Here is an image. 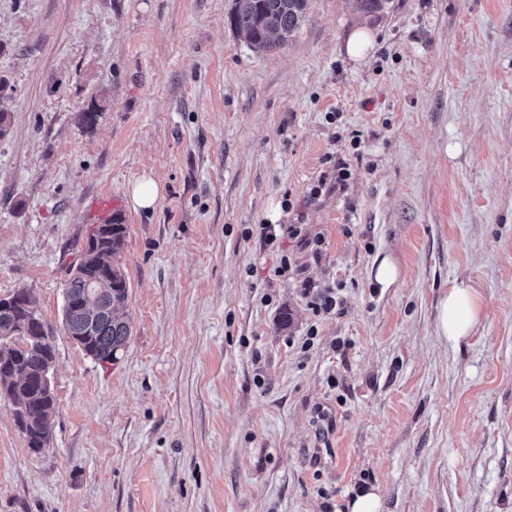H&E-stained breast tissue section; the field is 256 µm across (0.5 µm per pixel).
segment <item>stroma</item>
<instances>
[{
	"mask_svg": "<svg viewBox=\"0 0 512 512\" xmlns=\"http://www.w3.org/2000/svg\"><path fill=\"white\" fill-rule=\"evenodd\" d=\"M230 7L0 0V296L52 327L57 398L38 453L0 399V512H347L366 486L382 512H512V0H309L264 53ZM100 194L127 226L110 363L62 324ZM456 283L481 312L452 343ZM131 201L135 208L149 210L162 195V186L152 177L144 175L130 188ZM275 226H279L278 233ZM302 225L299 224H262L259 225V236L266 242H273L278 238H299L302 233ZM475 291L461 283L448 288L439 303L437 330L447 341L458 343L469 336L480 314Z\"/></svg>",
	"mask_w": 512,
	"mask_h": 512,
	"instance_id": "stroma-1",
	"label": "stroma"
}]
</instances>
